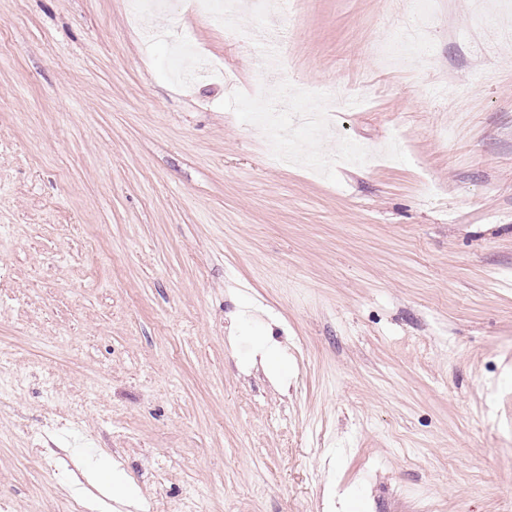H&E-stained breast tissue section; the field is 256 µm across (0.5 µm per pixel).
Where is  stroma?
I'll return each mask as SVG.
<instances>
[{
    "label": "stroma",
    "mask_w": 512,
    "mask_h": 512,
    "mask_svg": "<svg viewBox=\"0 0 512 512\" xmlns=\"http://www.w3.org/2000/svg\"><path fill=\"white\" fill-rule=\"evenodd\" d=\"M152 2L0 0V512H512V38ZM418 31L416 25H410L406 30H402L398 41L395 44H385L386 51L393 55H402L408 51H416L420 49L426 42L423 35H418L414 39L407 37V31Z\"/></svg>",
    "instance_id": "1"
}]
</instances>
